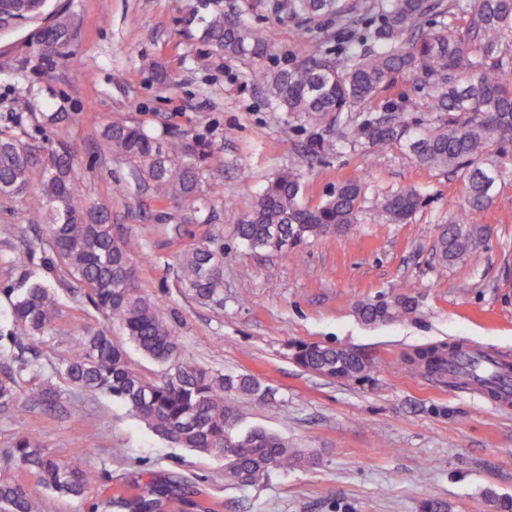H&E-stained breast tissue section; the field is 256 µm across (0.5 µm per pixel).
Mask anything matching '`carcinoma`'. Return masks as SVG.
I'll list each match as a JSON object with an SVG mask.
<instances>
[{
    "label": "carcinoma",
    "mask_w": 512,
    "mask_h": 512,
    "mask_svg": "<svg viewBox=\"0 0 512 512\" xmlns=\"http://www.w3.org/2000/svg\"><path fill=\"white\" fill-rule=\"evenodd\" d=\"M290 17L329 14L348 32L342 45L327 47L308 38L289 63L271 68L274 43L237 16L215 11L201 18V39L219 53L249 60L270 106L314 130L312 150L329 155L349 147L365 154L397 147L426 170L461 174L466 205L442 231L436 253L443 263L464 259L475 248L471 224L493 204L498 183L512 172V0H278ZM55 42L36 55L53 63L71 55L76 37L71 15L58 11ZM414 77L425 102L417 111L379 101L381 92L403 75ZM102 137L112 155L125 161L160 204L184 224H212L203 188L212 147L187 132L158 134L142 123L114 122ZM304 175L290 166L268 182L234 234L247 247L292 256L312 240L359 222L365 187L346 180L313 206L302 203ZM0 199H22L30 213L47 217L49 254L41 271L21 269L0 292L9 300L10 346L0 358V411L18 407L21 382L38 370L12 349L34 351L56 327L65 294L80 290L107 325L87 327L54 374L68 386L103 394L128 407L167 442L224 460V480L251 486L273 471L313 463L314 455L288 445L264 429H237L240 414L227 397L267 394L251 375H224L180 360L178 336L161 304L138 284L128 240L114 236L112 216L80 193L75 158L58 142L38 146L0 129ZM423 204L414 186L372 201L387 224L406 223ZM208 240L186 251L179 263L181 287L198 301L224 308V267ZM411 296L358 305L359 319L375 325L411 312ZM145 357L165 367L152 379L128 361L114 331ZM429 373L443 375L448 359L434 350L417 353ZM295 361L317 375L359 380L372 363L351 350L304 344ZM5 462L29 471L48 490L81 498L95 482L87 464L56 455L35 434L18 437ZM188 494L180 479L152 478L141 491L108 496L111 512H161L163 502ZM0 512H40L22 484L0 479Z\"/></svg>",
    "instance_id": "cac0c4a2"
}]
</instances>
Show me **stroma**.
Listing matches in <instances>:
<instances>
[{
	"label": "stroma",
	"instance_id": "obj_1",
	"mask_svg": "<svg viewBox=\"0 0 512 512\" xmlns=\"http://www.w3.org/2000/svg\"><path fill=\"white\" fill-rule=\"evenodd\" d=\"M241 13L275 43L276 63L303 37L333 46L342 34L332 17L312 21L277 11V0H214ZM77 24L75 62L40 67L25 47L28 25L0 31V127L29 141H63L74 151L77 186L112 213L115 236L134 245L139 282L159 300L180 341L183 362L229 375L249 374L262 399L232 398L248 427L279 434L311 451L313 465L275 471L255 485L224 479L223 462L154 436L126 406L56 381L59 399L37 401L24 386L19 406L0 412V454L33 433L49 451L83 457L98 473L84 498H61L18 472L43 512H109L107 487L177 474L204 489L209 512H421L424 501L450 512H474L489 495L512 497V405L495 407L479 391L460 388L416 367L422 349L461 344L512 354V176L474 233L463 262L440 265L434 244L464 203L460 174L429 171L393 148L365 155L344 149L316 157L312 129L274 111L250 79L246 61L216 53L200 37L205 0H50ZM165 66L173 90L155 83ZM33 88L19 107L11 85ZM140 122L163 132L188 130L208 141L213 159L205 190L213 224L163 231V207L113 157L99 131L109 122ZM296 166L303 199L316 203L337 183L356 179L367 197L415 186L423 207L405 224H386L365 210L347 230L309 241L298 258L246 248L234 227L280 169ZM223 244L224 309L192 299L176 279L178 256L196 241ZM31 251H24V244ZM48 252L43 227L22 201L0 202V289L19 268L39 270ZM413 295L414 313L380 325L363 323L360 302ZM105 319L84 298H66L51 339L38 351L49 366L75 336ZM349 348L375 371L361 381H333L292 359L297 344ZM121 462H114L113 453Z\"/></svg>",
	"mask_w": 512,
	"mask_h": 512
}]
</instances>
